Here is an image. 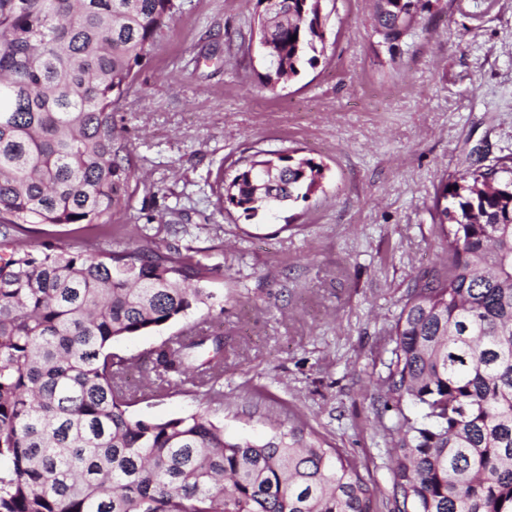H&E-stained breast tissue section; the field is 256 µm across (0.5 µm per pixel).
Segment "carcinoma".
Instances as JSON below:
<instances>
[{"label": "carcinoma", "mask_w": 512, "mask_h": 512, "mask_svg": "<svg viewBox=\"0 0 512 512\" xmlns=\"http://www.w3.org/2000/svg\"><path fill=\"white\" fill-rule=\"evenodd\" d=\"M256 37L277 57L269 89L326 48L319 0H269ZM445 0H378L374 33L397 43ZM180 0H0V512H375L356 466L301 425L264 442L228 440L212 411L224 335L188 329L146 354L114 347L208 303L221 271L141 233L134 250L23 244L31 224L112 236L138 180L114 110ZM296 40H291V37ZM324 167L270 153L219 182L246 218L322 187ZM448 265L417 280L392 327L385 406L401 415L397 512H512V169H475L434 201ZM150 393L117 382L143 356ZM193 410L166 420L130 408L170 390Z\"/></svg>", "instance_id": "carcinoma-1"}]
</instances>
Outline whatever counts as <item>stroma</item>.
I'll return each mask as SVG.
<instances>
[{"label":"stroma","instance_id":"1","mask_svg":"<svg viewBox=\"0 0 512 512\" xmlns=\"http://www.w3.org/2000/svg\"><path fill=\"white\" fill-rule=\"evenodd\" d=\"M447 3L392 66L372 30L375 0H322L324 57L270 90L248 49L256 0H182L114 115L140 178L99 245L135 248L147 226L221 267L207 285L215 309L122 348L220 325L225 436L304 424L356 465L376 512H393L389 450L400 415L417 414L385 408L384 379L408 291L443 254L436 194L512 163V0ZM294 150L324 166L322 190L251 220L216 206L217 175Z\"/></svg>","mask_w":512,"mask_h":512}]
</instances>
